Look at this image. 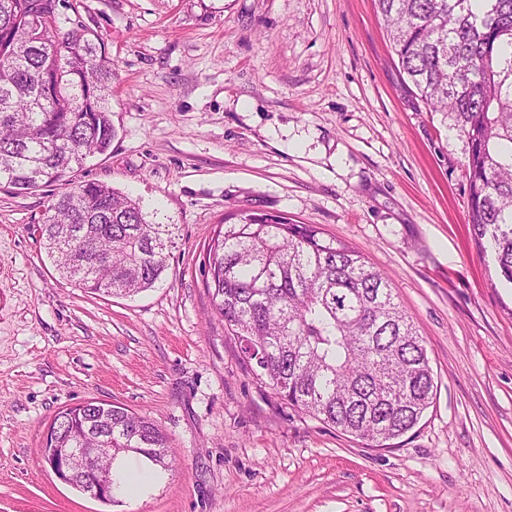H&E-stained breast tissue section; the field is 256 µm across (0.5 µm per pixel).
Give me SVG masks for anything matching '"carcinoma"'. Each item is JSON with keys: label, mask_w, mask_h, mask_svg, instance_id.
Wrapping results in <instances>:
<instances>
[{"label": "carcinoma", "mask_w": 512, "mask_h": 512, "mask_svg": "<svg viewBox=\"0 0 512 512\" xmlns=\"http://www.w3.org/2000/svg\"><path fill=\"white\" fill-rule=\"evenodd\" d=\"M65 0H0V188L61 186L40 228L60 275L132 297L161 280L172 230L140 201L77 181L80 156L112 145V62L98 39L61 30ZM400 67L468 146V221L512 286V0H375ZM90 241L95 251L80 243ZM206 288L254 377L288 405L371 443L411 430L433 400L424 340L389 281L353 246L286 216L250 213L215 232ZM59 448L102 447L174 468L169 437L107 403L57 414Z\"/></svg>", "instance_id": "carcinoma-1"}]
</instances>
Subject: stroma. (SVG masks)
<instances>
[{"mask_svg": "<svg viewBox=\"0 0 512 512\" xmlns=\"http://www.w3.org/2000/svg\"><path fill=\"white\" fill-rule=\"evenodd\" d=\"M112 58L110 149L77 180L174 225L157 288L91 294L40 226L55 187L0 190V512H512V288L468 222V147L405 74L374 0H67ZM311 224L385 273L436 394L384 446L248 374L205 286L220 224ZM147 417L175 469L107 505L41 449L85 402Z\"/></svg>", "mask_w": 512, "mask_h": 512, "instance_id": "1", "label": "stroma"}]
</instances>
